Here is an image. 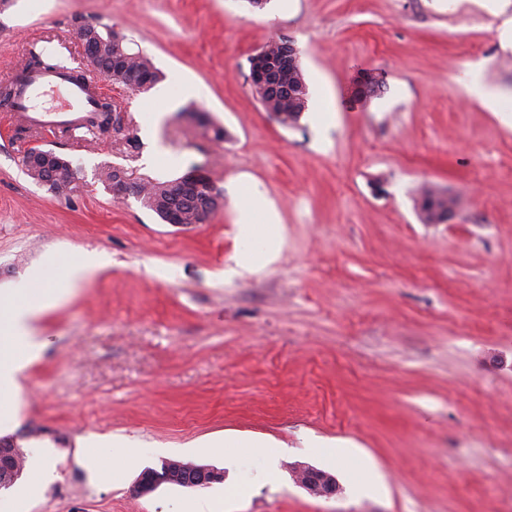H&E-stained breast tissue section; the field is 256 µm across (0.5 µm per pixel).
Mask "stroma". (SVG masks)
<instances>
[{"label":"stroma","mask_w":512,"mask_h":512,"mask_svg":"<svg viewBox=\"0 0 512 512\" xmlns=\"http://www.w3.org/2000/svg\"><path fill=\"white\" fill-rule=\"evenodd\" d=\"M78 18L126 35L161 79L146 92L106 84L121 125L104 136L0 112V289L37 267L41 287L64 291L36 324L45 348L7 431L55 473L28 512H177L193 495L223 512H512V0H10L0 77L33 50L82 60ZM282 36L308 87L288 128L248 79L249 57ZM365 73L383 93L355 94ZM476 76L501 111L468 93ZM36 147L71 161L78 188L31 179ZM109 165L135 180L202 166L226 202L174 227L115 198L98 179ZM242 178L273 203L282 243L266 268L228 280ZM426 184L456 198L450 223L421 222ZM87 251L110 264L68 286ZM228 431L277 444L274 483L256 480L264 449L225 465L210 442ZM112 435L148 448L144 467L212 465L224 480L142 497L138 473L99 482L81 445ZM334 438L374 465L378 492L353 497L354 472L311 447ZM193 442L204 452H185ZM299 466L335 476L337 494L298 486ZM240 483L249 492L227 496Z\"/></svg>","instance_id":"stroma-1"}]
</instances>
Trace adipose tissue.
<instances>
[{
	"label": "adipose tissue",
	"instance_id": "obj_1",
	"mask_svg": "<svg viewBox=\"0 0 512 512\" xmlns=\"http://www.w3.org/2000/svg\"><path fill=\"white\" fill-rule=\"evenodd\" d=\"M234 207L237 222L251 244L238 252L233 266L225 269L228 278L256 273L274 262L282 238L277 213L265 195L250 184L242 185ZM58 298V292L49 288L0 290V425L13 418L21 394L19 378L42 352L35 323ZM107 445L104 439L84 445L95 478L112 482L139 467L142 448L137 442L122 441L120 451L112 454L107 452Z\"/></svg>",
	"mask_w": 512,
	"mask_h": 512
}]
</instances>
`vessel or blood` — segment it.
<instances>
[{
	"label": "vessel or blood",
	"instance_id": "b4317fda",
	"mask_svg": "<svg viewBox=\"0 0 512 512\" xmlns=\"http://www.w3.org/2000/svg\"><path fill=\"white\" fill-rule=\"evenodd\" d=\"M97 85L96 76L85 77L69 67L52 71L23 70L13 83V97L7 109L31 128H79L83 126L86 114L95 108ZM47 89L64 91V104L50 108L38 107L35 99L41 91Z\"/></svg>",
	"mask_w": 512,
	"mask_h": 512
}]
</instances>
